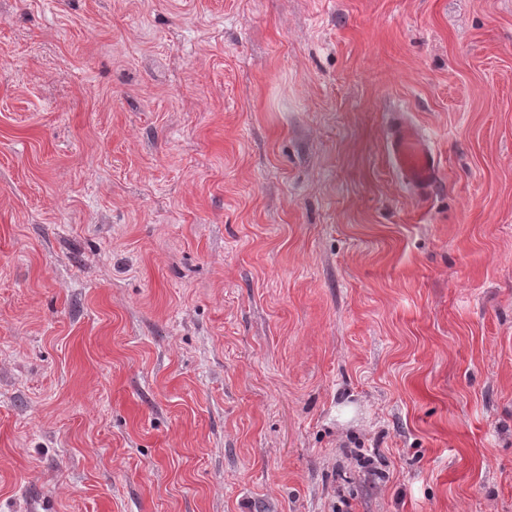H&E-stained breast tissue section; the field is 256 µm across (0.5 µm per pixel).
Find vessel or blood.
Segmentation results:
<instances>
[{
    "label": "vessel or blood",
    "instance_id": "b4317fda",
    "mask_svg": "<svg viewBox=\"0 0 512 512\" xmlns=\"http://www.w3.org/2000/svg\"><path fill=\"white\" fill-rule=\"evenodd\" d=\"M388 153L417 198H426L438 186L435 153L419 129L399 113L394 114L390 125Z\"/></svg>",
    "mask_w": 512,
    "mask_h": 512
}]
</instances>
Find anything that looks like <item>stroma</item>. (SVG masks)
I'll use <instances>...</instances> for the list:
<instances>
[{"label":"stroma","mask_w":512,"mask_h":512,"mask_svg":"<svg viewBox=\"0 0 512 512\" xmlns=\"http://www.w3.org/2000/svg\"><path fill=\"white\" fill-rule=\"evenodd\" d=\"M343 499L512 512V0H0V512ZM388 153L417 198H426L438 186L436 155L424 135L403 114L393 115Z\"/></svg>","instance_id":"35a3bbf8"}]
</instances>
